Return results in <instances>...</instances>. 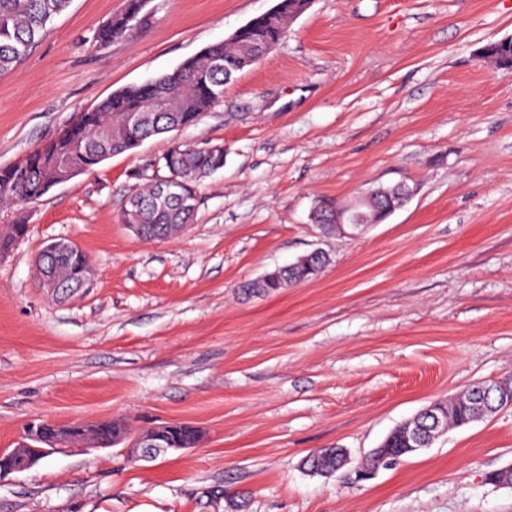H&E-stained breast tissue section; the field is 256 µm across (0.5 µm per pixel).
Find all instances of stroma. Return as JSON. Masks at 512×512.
Listing matches in <instances>:
<instances>
[{
    "instance_id": "1",
    "label": "stroma",
    "mask_w": 512,
    "mask_h": 512,
    "mask_svg": "<svg viewBox=\"0 0 512 512\" xmlns=\"http://www.w3.org/2000/svg\"><path fill=\"white\" fill-rule=\"evenodd\" d=\"M278 0H149L100 46L124 0H72L0 75V167L80 113L172 73ZM512 0H312L190 126L142 141L42 197L0 206V451L25 424L187 422L199 446L151 462L122 447L56 453L0 477V512H512V407L380 466L361 460L423 407L512 373ZM224 148L192 224L144 241L123 223L172 143ZM407 184L360 236L325 234L315 201ZM90 258L92 288L54 300L51 242ZM321 250V275L243 288ZM318 448L346 466L309 474ZM147 3V0H125L123 10L114 15L97 32V42L101 45H106L114 40L129 36L133 30L129 31L127 20L130 17H136L139 20V15Z\"/></svg>"
}]
</instances>
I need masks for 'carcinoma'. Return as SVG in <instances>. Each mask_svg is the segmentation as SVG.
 Segmentation results:
<instances>
[{"mask_svg": "<svg viewBox=\"0 0 512 512\" xmlns=\"http://www.w3.org/2000/svg\"><path fill=\"white\" fill-rule=\"evenodd\" d=\"M71 0H0V74L12 69L42 38L47 25L64 10ZM147 0H125L123 10L97 32L96 40L106 45L131 34L127 20L139 17ZM305 0H283L272 16L258 21L246 34L227 43L208 47L199 56L184 62L177 70L151 81L123 88L84 113L67 136L53 141L30 154L19 167L0 168V202L24 201L38 198L51 187L61 172L59 164L78 174L88 173L107 158L134 148V140L168 133L186 127L215 104L224 94V85L231 81L238 66L250 62L254 45H275L285 36L289 23L303 13ZM484 58L501 69H512V44H498L485 49ZM129 112H141L154 121L130 131L123 123ZM224 167V148L195 149L185 144L172 145L163 155V168L178 173L183 183L179 197L160 199V185L164 177H157L142 192L132 197L123 212V223L142 224L146 235L154 240L167 238L191 223L196 210V184L204 177ZM384 196L361 198L360 210L370 219L381 217ZM336 204L320 201L313 210V219L331 232ZM27 233V225L14 224L0 234V253L9 250L13 242ZM86 255L77 252L59 266L61 281L68 291H74L79 269ZM329 262L327 255L309 256L286 273L269 272L245 286L251 294L269 296L310 280L316 270ZM470 388L449 404L439 409L440 420L429 440L445 432L448 427H463L481 414V406L473 399ZM411 422L394 428L381 443L399 457L407 456L405 433ZM100 438L109 441L127 434L116 421L99 423ZM347 464L346 454L339 448H318L310 453L305 465L310 470L327 468L338 471Z\"/></svg>", "mask_w": 512, "mask_h": 512, "instance_id": "obj_1", "label": "carcinoma"}]
</instances>
